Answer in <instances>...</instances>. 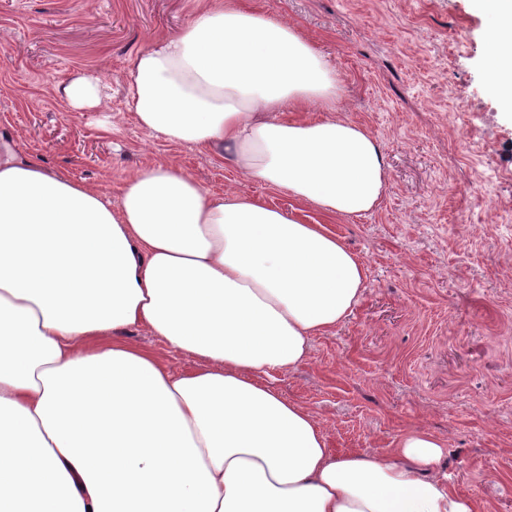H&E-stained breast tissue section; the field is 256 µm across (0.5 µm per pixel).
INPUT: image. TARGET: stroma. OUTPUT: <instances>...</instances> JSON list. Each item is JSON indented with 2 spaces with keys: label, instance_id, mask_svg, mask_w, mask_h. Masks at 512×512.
Masks as SVG:
<instances>
[{
  "label": "stroma",
  "instance_id": "stroma-1",
  "mask_svg": "<svg viewBox=\"0 0 512 512\" xmlns=\"http://www.w3.org/2000/svg\"><path fill=\"white\" fill-rule=\"evenodd\" d=\"M295 24L333 64L336 114L381 144L389 181L361 217H326L191 145L138 128L129 69L194 0H0V130L39 165L119 198L127 177L173 161L215 195H252L327 224L366 263L352 314L269 384L307 408L332 448L387 452L402 430L446 441L441 462L484 512H512V111L486 88L485 19L473 0H253ZM98 71L111 131L61 94ZM470 106L457 111V94ZM120 341L173 372L198 369L147 328Z\"/></svg>",
  "mask_w": 512,
  "mask_h": 512
}]
</instances>
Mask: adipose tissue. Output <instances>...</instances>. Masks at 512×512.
<instances>
[{"label": "adipose tissue", "instance_id": "1", "mask_svg": "<svg viewBox=\"0 0 512 512\" xmlns=\"http://www.w3.org/2000/svg\"><path fill=\"white\" fill-rule=\"evenodd\" d=\"M196 2L131 62L137 125L324 214L374 210L385 158L333 116L327 56L243 0ZM475 7L487 90L512 110V0ZM109 90L84 74L63 95L105 114ZM366 280L326 225L210 194L170 161L131 174L115 202L0 133V512L33 496L44 512H480L442 473L441 436L410 427L387 453L339 452L266 381L307 359ZM133 326L204 368L174 374L118 341L86 351Z\"/></svg>", "mask_w": 512, "mask_h": 512}]
</instances>
